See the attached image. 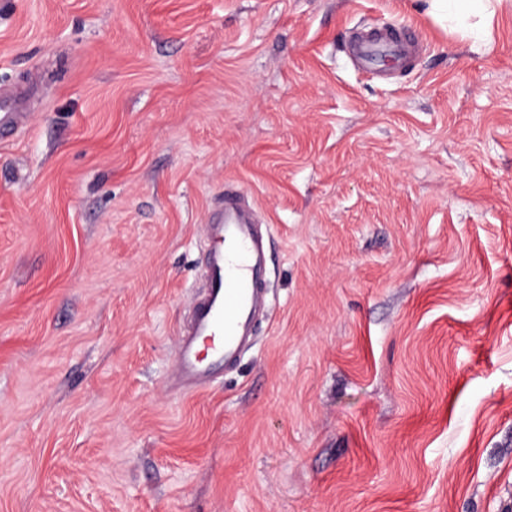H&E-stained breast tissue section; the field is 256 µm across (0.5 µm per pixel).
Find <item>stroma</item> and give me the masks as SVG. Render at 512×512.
<instances>
[{"mask_svg": "<svg viewBox=\"0 0 512 512\" xmlns=\"http://www.w3.org/2000/svg\"><path fill=\"white\" fill-rule=\"evenodd\" d=\"M0 0V512H512V4ZM417 31L408 66L354 33ZM270 308L175 388L225 183ZM431 4L433 11L430 12L432 15H437L436 12H442L445 18L448 14L453 15L459 20H466L471 17H479L484 21L486 27H488L494 16L495 9L493 8V2L500 4L502 1L492 0H428ZM29 115L24 112L21 95L8 89L0 91V142H9L27 128Z\"/></svg>", "mask_w": 512, "mask_h": 512, "instance_id": "stroma-1", "label": "stroma"}]
</instances>
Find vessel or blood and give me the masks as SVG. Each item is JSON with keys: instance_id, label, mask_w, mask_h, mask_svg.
I'll use <instances>...</instances> for the list:
<instances>
[{"instance_id": "vessel-or-blood-1", "label": "vessel or blood", "mask_w": 512, "mask_h": 512, "mask_svg": "<svg viewBox=\"0 0 512 512\" xmlns=\"http://www.w3.org/2000/svg\"><path fill=\"white\" fill-rule=\"evenodd\" d=\"M414 36L392 26L378 30L356 47L363 69H372L381 59L404 64ZM20 94L0 91V142L11 141L27 127ZM256 211L237 189L225 188L208 220V252L204 288L193 301L192 314L179 331L176 368L190 390L207 387L223 371L226 360L240 350L256 325L261 302L265 247L254 224Z\"/></svg>"}]
</instances>
